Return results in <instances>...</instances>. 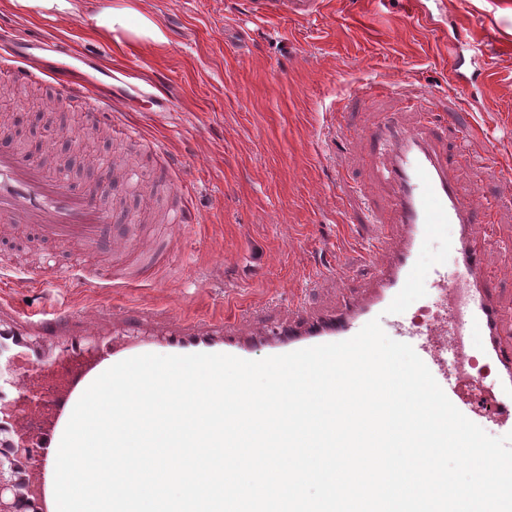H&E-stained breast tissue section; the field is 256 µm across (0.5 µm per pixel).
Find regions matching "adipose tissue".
I'll use <instances>...</instances> for the list:
<instances>
[{
    "instance_id": "1",
    "label": "adipose tissue",
    "mask_w": 512,
    "mask_h": 512,
    "mask_svg": "<svg viewBox=\"0 0 512 512\" xmlns=\"http://www.w3.org/2000/svg\"><path fill=\"white\" fill-rule=\"evenodd\" d=\"M1 4L38 17L54 15H76L83 17L88 32L123 43L124 40H148L164 44L166 38L160 27L139 12L112 7L101 8L95 13H86L81 0H0Z\"/></svg>"
}]
</instances>
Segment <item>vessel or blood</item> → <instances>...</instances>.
I'll return each mask as SVG.
<instances>
[{
    "instance_id": "b4317fda",
    "label": "vessel or blood",
    "mask_w": 512,
    "mask_h": 512,
    "mask_svg": "<svg viewBox=\"0 0 512 512\" xmlns=\"http://www.w3.org/2000/svg\"><path fill=\"white\" fill-rule=\"evenodd\" d=\"M327 0H245L246 10L263 20L322 16ZM15 48L0 62V82L56 80L54 103L86 111L89 121L111 122L112 97L100 79L69 68L16 65ZM370 149L382 152V180L391 190L390 223L381 224L365 246L369 284L346 282L335 310L310 312L293 301L285 325L256 323L240 330L241 316L189 319L165 309L135 306L128 316L163 326L158 336L112 334L107 308H49L22 312L0 300V426L14 456L26 495L37 512H57L54 472L57 451L71 413L87 387L112 365L141 354L223 353L242 359L256 348L274 356L349 339L370 320L387 315L401 342L410 344L453 405L468 419L493 420L512 432V343L504 341L512 316L495 298L499 270L487 260L494 240L476 237V212L455 180L454 160L432 126L405 127L389 116L366 132ZM453 224L449 248L461 274L449 279L444 259L422 269L417 256L428 238ZM0 226L35 227L48 241L66 240L87 252L122 247L134 256L154 249L136 225L118 227L88 195L76 194L63 176H47L44 166L0 149ZM430 282L435 299L419 293Z\"/></svg>"
}]
</instances>
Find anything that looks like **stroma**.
<instances>
[{
    "label": "stroma",
    "mask_w": 512,
    "mask_h": 512,
    "mask_svg": "<svg viewBox=\"0 0 512 512\" xmlns=\"http://www.w3.org/2000/svg\"><path fill=\"white\" fill-rule=\"evenodd\" d=\"M132 8L163 30V47L88 38L80 18L34 19L0 9V26L27 38L28 53L84 72L112 71V93L141 142L85 130L82 115L57 110L56 124L82 128L68 153L83 192L111 161L116 224H147L168 249L150 278L92 288L112 255L51 243L86 277L62 285L7 286L16 308L44 305L120 314L134 305L191 317L255 310L288 320V299L331 309L346 278L368 285L360 248L373 218H388L362 131L388 112L408 127L425 113L449 118L461 191L512 245V0H328L314 21H257L241 0H86ZM464 87L452 79L453 68ZM50 89L0 88L6 126L45 111ZM342 116L331 126L329 113ZM177 158L169 168L164 156ZM189 188L194 221L173 230L174 180ZM484 224L474 225L482 234Z\"/></svg>",
    "instance_id": "obj_1"
}]
</instances>
